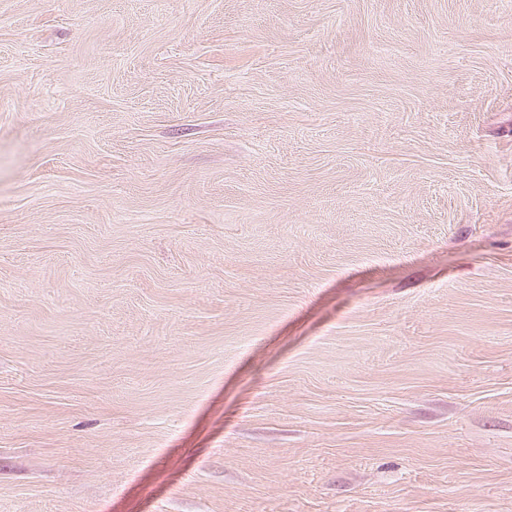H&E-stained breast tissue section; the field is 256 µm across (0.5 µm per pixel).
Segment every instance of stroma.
<instances>
[{
  "instance_id": "35a3bbf8",
  "label": "stroma",
  "mask_w": 512,
  "mask_h": 512,
  "mask_svg": "<svg viewBox=\"0 0 512 512\" xmlns=\"http://www.w3.org/2000/svg\"><path fill=\"white\" fill-rule=\"evenodd\" d=\"M0 512H512V0H0Z\"/></svg>"
}]
</instances>
